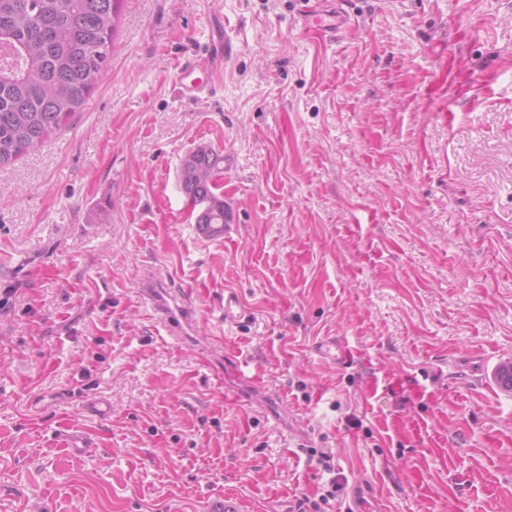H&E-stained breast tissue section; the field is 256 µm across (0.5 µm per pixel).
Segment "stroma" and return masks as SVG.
<instances>
[{
  "instance_id": "obj_1",
  "label": "stroma",
  "mask_w": 512,
  "mask_h": 512,
  "mask_svg": "<svg viewBox=\"0 0 512 512\" xmlns=\"http://www.w3.org/2000/svg\"><path fill=\"white\" fill-rule=\"evenodd\" d=\"M346 11L326 39L296 0H124L84 109L0 168V512H295L329 479L310 447L337 512H512V396L463 365L512 360V0ZM199 145L224 153L220 241L178 183ZM150 266L205 316L187 344ZM175 279L177 278L173 274H162L157 269H149L143 278L142 292L148 300L152 317L162 326L167 336L175 343H183L203 317L192 301L190 288H181ZM166 281L169 282V289H179H170L169 292ZM309 451L311 452L310 457L318 455L317 461L323 466L324 472L334 473L335 468L330 462L332 458L326 452H318L315 448H311ZM327 485L330 489L325 490V493L320 495L319 501H310L309 499L300 501L298 512H333V501H336V493L343 488V485L340 483V477H336L335 473L328 480Z\"/></svg>"
}]
</instances>
